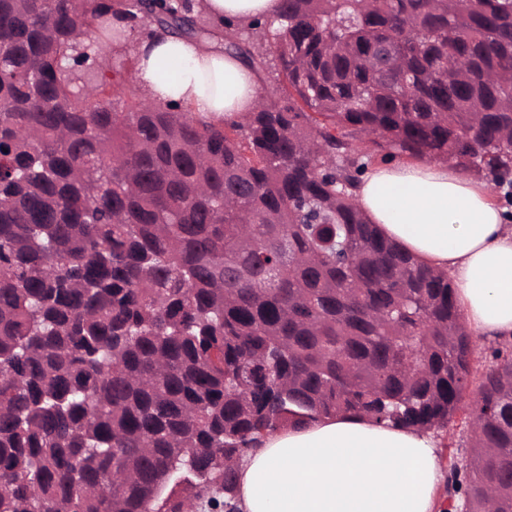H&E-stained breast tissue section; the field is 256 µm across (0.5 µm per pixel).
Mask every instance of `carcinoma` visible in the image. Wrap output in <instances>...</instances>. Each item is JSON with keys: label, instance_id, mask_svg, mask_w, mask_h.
<instances>
[{"label": "carcinoma", "instance_id": "1", "mask_svg": "<svg viewBox=\"0 0 512 512\" xmlns=\"http://www.w3.org/2000/svg\"><path fill=\"white\" fill-rule=\"evenodd\" d=\"M112 17L219 36L276 86L231 122L111 96ZM0 106V512L228 507L267 433L457 417L454 286L353 191L397 156L504 184L512 0H281L242 25L196 0H0ZM477 381L448 510L512 512V360Z\"/></svg>", "mask_w": 512, "mask_h": 512}]
</instances>
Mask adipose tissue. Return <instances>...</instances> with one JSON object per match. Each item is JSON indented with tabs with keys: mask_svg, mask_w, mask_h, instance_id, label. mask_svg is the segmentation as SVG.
Instances as JSON below:
<instances>
[{
	"mask_svg": "<svg viewBox=\"0 0 512 512\" xmlns=\"http://www.w3.org/2000/svg\"><path fill=\"white\" fill-rule=\"evenodd\" d=\"M228 22L274 19L280 0H204ZM137 82L156 104L242 120L261 96L259 75L216 41L144 34L134 44ZM359 207L419 260L447 272L467 326L512 338V213L486 181L444 162L369 165ZM241 512H442L445 481L434 431L371 418L326 416L268 434L236 466Z\"/></svg>",
	"mask_w": 512,
	"mask_h": 512,
	"instance_id": "adipose-tissue-1",
	"label": "adipose tissue"
}]
</instances>
